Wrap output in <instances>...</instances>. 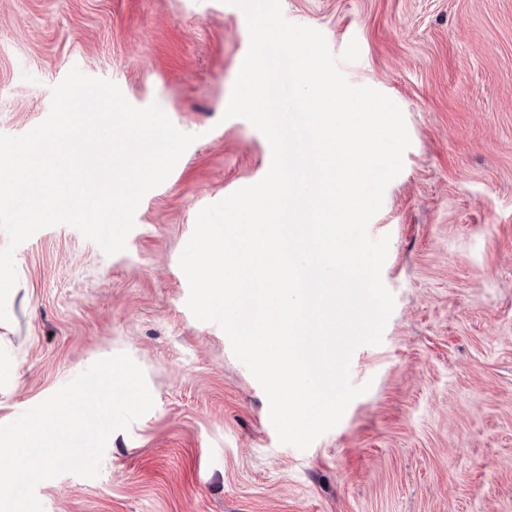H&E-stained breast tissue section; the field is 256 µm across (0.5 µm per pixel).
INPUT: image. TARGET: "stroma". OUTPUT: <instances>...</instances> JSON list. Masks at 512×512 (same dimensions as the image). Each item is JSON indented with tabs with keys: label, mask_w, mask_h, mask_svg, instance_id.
Wrapping results in <instances>:
<instances>
[{
	"label": "stroma",
	"mask_w": 512,
	"mask_h": 512,
	"mask_svg": "<svg viewBox=\"0 0 512 512\" xmlns=\"http://www.w3.org/2000/svg\"><path fill=\"white\" fill-rule=\"evenodd\" d=\"M339 68L402 110L403 169L371 219L389 236L394 310L358 347L367 385L304 450L279 443L264 390L223 330L187 306L179 265L199 211L268 172L271 146L225 118L249 50L231 0H0V134L40 124L71 69L159 103L194 135L134 215L124 252L75 227L14 262L0 423L127 353L154 399L114 432L96 477L36 488L43 512H512V0H281Z\"/></svg>",
	"instance_id": "1"
}]
</instances>
